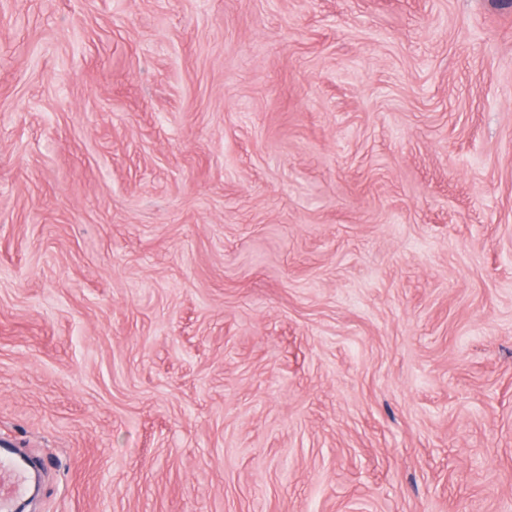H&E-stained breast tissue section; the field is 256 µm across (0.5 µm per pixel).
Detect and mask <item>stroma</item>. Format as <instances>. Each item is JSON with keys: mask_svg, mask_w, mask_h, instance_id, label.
<instances>
[{"mask_svg": "<svg viewBox=\"0 0 512 512\" xmlns=\"http://www.w3.org/2000/svg\"><path fill=\"white\" fill-rule=\"evenodd\" d=\"M0 443L30 512H512V0H0Z\"/></svg>", "mask_w": 512, "mask_h": 512, "instance_id": "1", "label": "stroma"}]
</instances>
